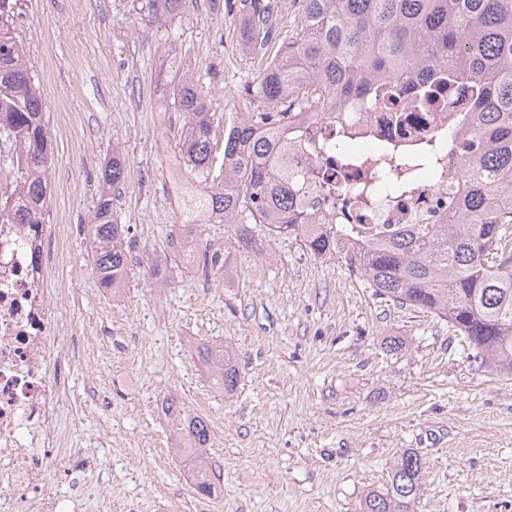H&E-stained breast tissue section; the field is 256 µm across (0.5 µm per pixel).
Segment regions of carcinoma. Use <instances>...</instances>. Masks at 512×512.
<instances>
[{"mask_svg": "<svg viewBox=\"0 0 512 512\" xmlns=\"http://www.w3.org/2000/svg\"><path fill=\"white\" fill-rule=\"evenodd\" d=\"M196 0H141L156 22ZM288 29H277L274 0H242L241 42L257 61L245 87L257 106L221 135L200 79L182 73L173 85L187 115L178 146L196 183L181 193L179 240L197 237L205 217L239 226L237 243L257 247L249 225L300 240L315 257L341 259L377 295L430 312L465 336L472 358L512 376V0H292ZM22 0H0V146L8 171L0 183V224H41L54 151L36 74L16 32ZM465 85L473 112L468 133L448 136L464 187L448 197V223L314 224L308 195L342 194L335 173L307 180L293 164L288 122L301 108L334 112L357 99L423 109ZM127 178L120 153L101 173L102 188L87 237L101 288L116 292L128 274L125 225L112 195ZM231 252L209 242L193 255L207 280L231 279ZM215 388L236 390L239 373L222 344L196 348ZM176 426L174 452L197 459L196 489L214 490L204 456L208 422L166 399ZM423 484L419 454L393 461L386 484L368 492L360 512H415Z\"/></svg>", "mask_w": 512, "mask_h": 512, "instance_id": "1", "label": "carcinoma"}]
</instances>
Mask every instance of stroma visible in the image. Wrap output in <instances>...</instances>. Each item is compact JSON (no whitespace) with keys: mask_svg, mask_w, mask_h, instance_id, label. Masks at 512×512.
<instances>
[{"mask_svg":"<svg viewBox=\"0 0 512 512\" xmlns=\"http://www.w3.org/2000/svg\"><path fill=\"white\" fill-rule=\"evenodd\" d=\"M137 0H24L17 19L46 102L53 141L44 221L64 243L58 271L72 300L56 379L79 410L75 435L94 470L59 468L45 492L111 495L123 512H359L383 487L394 456L420 454L416 512H512V376L468 359L446 321L376 296L344 261L318 258L292 237L252 234L260 252L235 249L236 225L202 237L232 247L231 285L179 264L169 284L151 277L178 231L185 124L162 98L167 35L182 70L200 76L216 112L251 110L252 77L241 16L225 0H197L167 28L136 17ZM127 180L113 199L131 244L129 278L99 288L85 235L113 151ZM403 346L392 351L388 343ZM227 344L240 381L217 391L195 356ZM104 383L109 409L86 403ZM176 397L208 419L206 453L220 478L195 491L191 465L173 451L163 408Z\"/></svg>","mask_w":512,"mask_h":512,"instance_id":"obj_1","label":"stroma"}]
</instances>
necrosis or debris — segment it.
Listing matches in <instances>:
<instances>
[{"label": "necrosis or debris", "instance_id": "4bbe7bcc", "mask_svg": "<svg viewBox=\"0 0 512 512\" xmlns=\"http://www.w3.org/2000/svg\"><path fill=\"white\" fill-rule=\"evenodd\" d=\"M465 119L460 95L404 119L389 106L295 113L288 136L296 164L311 171L345 164L371 190V203L360 211H347L341 196L319 198L313 205L319 223L434 224L447 218L448 194L458 181L456 156H442L439 175H418L407 194L389 185L423 163L430 141L447 137L449 125ZM48 232L45 224H0V512H83L87 505L80 495L61 504L41 489L44 476L62 463L91 462L86 449L73 445L76 416L53 376L67 332L62 311L69 291L53 285L49 261L37 250Z\"/></svg>", "mask_w": 512, "mask_h": 512}]
</instances>
